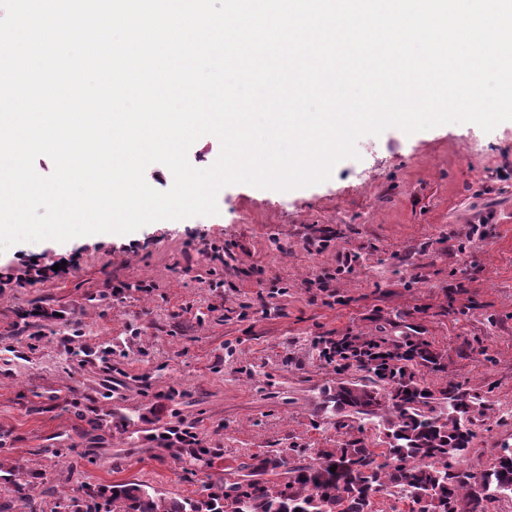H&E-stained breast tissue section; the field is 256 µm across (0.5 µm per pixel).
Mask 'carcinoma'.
I'll use <instances>...</instances> for the list:
<instances>
[{
    "mask_svg": "<svg viewBox=\"0 0 512 512\" xmlns=\"http://www.w3.org/2000/svg\"><path fill=\"white\" fill-rule=\"evenodd\" d=\"M336 374L352 367L364 379H339L321 391L316 416L336 418L347 437L322 448L310 461L252 455L197 497H168L137 482L98 484L80 497L66 498L46 483V474L22 460L0 459V512H375L374 497L387 492L408 512H489L490 504L512 502V447L490 450L489 463L476 475L463 463L478 418L491 409L486 394L453 378L434 390L423 370L447 369L444 354L421 336L397 345L344 336L321 351ZM377 420L376 439L361 420ZM183 463L207 461L208 448L183 444ZM335 472H330L332 466ZM277 477L270 485L268 476Z\"/></svg>",
    "mask_w": 512,
    "mask_h": 512,
    "instance_id": "carcinoma-1",
    "label": "carcinoma"
}]
</instances>
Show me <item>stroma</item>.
<instances>
[{
  "label": "stroma",
  "instance_id": "1",
  "mask_svg": "<svg viewBox=\"0 0 512 512\" xmlns=\"http://www.w3.org/2000/svg\"><path fill=\"white\" fill-rule=\"evenodd\" d=\"M357 151L320 184L226 186L212 216L0 252V434L13 457L74 496L139 481L196 498L248 455L308 459L343 440L313 416L337 378L318 341L412 332L448 356L428 382L490 394L472 470L512 446V121L390 128ZM326 228L336 238L316 250ZM75 327L91 352L82 365L65 342ZM102 416L109 428L91 429ZM174 426L218 457L184 471L167 450Z\"/></svg>",
  "mask_w": 512,
  "mask_h": 512
}]
</instances>
